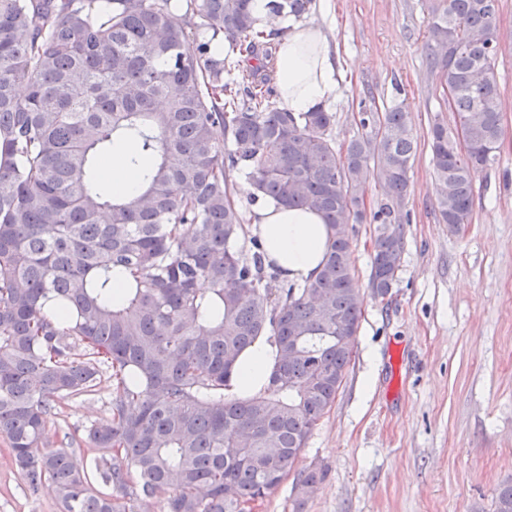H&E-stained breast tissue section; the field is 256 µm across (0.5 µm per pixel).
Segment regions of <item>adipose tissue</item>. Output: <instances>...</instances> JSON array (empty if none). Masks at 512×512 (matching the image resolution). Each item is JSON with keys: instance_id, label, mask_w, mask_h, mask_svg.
<instances>
[{"instance_id": "1", "label": "adipose tissue", "mask_w": 512, "mask_h": 512, "mask_svg": "<svg viewBox=\"0 0 512 512\" xmlns=\"http://www.w3.org/2000/svg\"><path fill=\"white\" fill-rule=\"evenodd\" d=\"M338 55L323 26L312 20H289L275 60L279 105L305 112L335 100ZM249 231L265 245L282 276L302 284L314 278L325 255L330 229L321 213L275 204L257 198L250 213ZM275 351L257 341L241 356L231 380L230 394L247 397L257 392L274 366Z\"/></svg>"}]
</instances>
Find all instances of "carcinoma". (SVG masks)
Masks as SVG:
<instances>
[{
  "mask_svg": "<svg viewBox=\"0 0 512 512\" xmlns=\"http://www.w3.org/2000/svg\"><path fill=\"white\" fill-rule=\"evenodd\" d=\"M498 0H433L431 68L464 146L434 122L439 215L465 224L475 174L503 130L494 69ZM313 0H268L304 18ZM220 37L218 55L192 30ZM279 32L254 0H0V438L31 492L54 484L61 512H251L294 469L345 379L362 316L351 243L374 225L369 286L397 280L417 142L402 105L361 108L346 145L322 106L289 112L268 66ZM259 65L238 80L234 54ZM231 148L224 149V141ZM131 142L133 192L106 194L93 160ZM252 197L320 212L331 229L311 282L280 278L243 229L233 175ZM384 188L367 212L370 179ZM206 282L205 291L197 288ZM263 337L276 363L263 388L225 394ZM111 381L109 416L86 431L87 463L50 440L60 401ZM327 470L296 483L304 508ZM493 512H512V478Z\"/></svg>",
  "mask_w": 512,
  "mask_h": 512,
  "instance_id": "carcinoma-1",
  "label": "carcinoma"
}]
</instances>
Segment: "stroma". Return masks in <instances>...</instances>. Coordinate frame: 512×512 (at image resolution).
I'll return each mask as SVG.
<instances>
[{
  "mask_svg": "<svg viewBox=\"0 0 512 512\" xmlns=\"http://www.w3.org/2000/svg\"><path fill=\"white\" fill-rule=\"evenodd\" d=\"M431 0H315L310 18L339 50L329 103L337 144L356 134L359 104H404L418 151L411 169L401 271L386 297L369 286L373 227L357 225L354 274L364 299L345 380L298 462L322 464L305 512H493L512 477V0L495 25L504 135L474 179L468 223L437 212L429 129H457L429 63ZM109 392L64 400L54 441L88 460L84 433L108 416ZM0 512H60L56 491L30 494L0 440Z\"/></svg>",
  "mask_w": 512,
  "mask_h": 512,
  "instance_id": "obj_1",
  "label": "stroma"
}]
</instances>
